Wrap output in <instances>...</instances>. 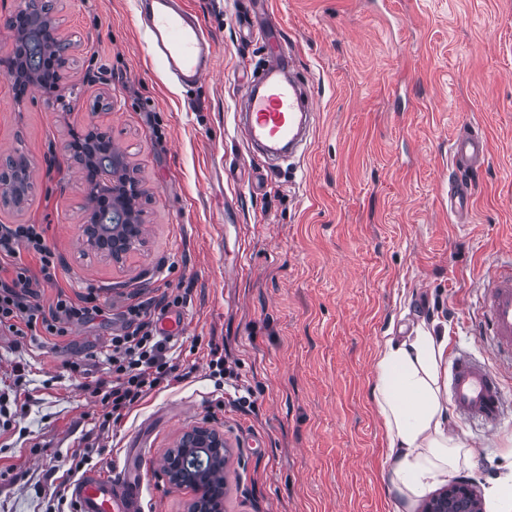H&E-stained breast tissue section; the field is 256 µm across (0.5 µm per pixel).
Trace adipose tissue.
Segmentation results:
<instances>
[{
	"mask_svg": "<svg viewBox=\"0 0 512 512\" xmlns=\"http://www.w3.org/2000/svg\"><path fill=\"white\" fill-rule=\"evenodd\" d=\"M445 337L418 323L408 336L385 340L370 399L386 432L393 491L414 503L467 463L469 452L448 431V395L440 385Z\"/></svg>",
	"mask_w": 512,
	"mask_h": 512,
	"instance_id": "adipose-tissue-1",
	"label": "adipose tissue"
}]
</instances>
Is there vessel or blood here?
I'll use <instances>...</instances> for the list:
<instances>
[{"label": "vessel or blood", "instance_id": "b4317fda", "mask_svg": "<svg viewBox=\"0 0 512 512\" xmlns=\"http://www.w3.org/2000/svg\"><path fill=\"white\" fill-rule=\"evenodd\" d=\"M145 25L154 53L185 86H195L213 71L212 39L180 0H145ZM294 62L292 52L271 51L258 83L249 84L237 100L247 144L271 157H296L303 151L306 130L316 128L320 115L303 103L297 85L284 72ZM488 155L485 137L476 131L459 135L449 147V161L459 176L448 184V213L456 218L473 209L472 184L465 172L479 171ZM479 294L491 362L455 356L448 371V397L456 416L485 427H498L504 417V392L512 380V262L496 264L483 279ZM143 477L127 470H87L68 486L74 512H142Z\"/></svg>", "mask_w": 512, "mask_h": 512}]
</instances>
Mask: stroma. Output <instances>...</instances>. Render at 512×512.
I'll list each match as a JSON object with an SVG mask.
<instances>
[{"mask_svg": "<svg viewBox=\"0 0 512 512\" xmlns=\"http://www.w3.org/2000/svg\"><path fill=\"white\" fill-rule=\"evenodd\" d=\"M210 33L205 82L178 84L148 45L142 0H51L71 50L58 95L16 99L0 65V159L23 151L32 189L1 224H39L58 263L37 302L95 293L106 314L64 336L0 329V512H54L69 458L143 460L144 512H186L158 482L164 454L196 425L230 448L224 512H395L383 421L370 400L382 342L420 321L447 353L490 360L478 286L512 258V0H183ZM295 44L294 71L320 114L299 163L267 167L235 125L265 62L259 26ZM97 123L144 190L146 244L120 266L90 251L71 133ZM488 145L468 222L448 218L452 139ZM180 296L174 379L112 430L90 385L109 384V340L129 296ZM218 348L234 370L208 368ZM79 362L86 377L71 374ZM25 374L15 378L13 368ZM474 456L484 512L512 479V392L493 432L449 416Z\"/></svg>", "mask_w": 512, "mask_h": 512, "instance_id": "obj_1", "label": "stroma"}]
</instances>
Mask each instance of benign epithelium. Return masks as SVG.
Returning <instances> with one entry per match:
<instances>
[{"instance_id":"benign-epithelium-1","label":"benign epithelium","mask_w":512,"mask_h":512,"mask_svg":"<svg viewBox=\"0 0 512 512\" xmlns=\"http://www.w3.org/2000/svg\"><path fill=\"white\" fill-rule=\"evenodd\" d=\"M6 25L16 30L12 49L32 34L49 38L56 51L64 48L59 28L51 15L25 12L12 16ZM55 62L41 60L36 65L20 59L18 73L10 77L28 86L51 77ZM109 135L92 124L85 131L72 133V154L80 165L87 191V206L82 224L85 245L98 254L123 263L126 256L138 249L144 240L145 224L139 205L140 190L129 174L126 158L103 152ZM30 182V170L23 172L10 165L0 170V201L17 209L25 206L28 193L20 183ZM226 448L224 436L208 426L185 431L174 448L164 455L159 476L167 485L192 493L189 512H224ZM421 512H482L470 481L456 478L440 489L421 508Z\"/></svg>"}]
</instances>
